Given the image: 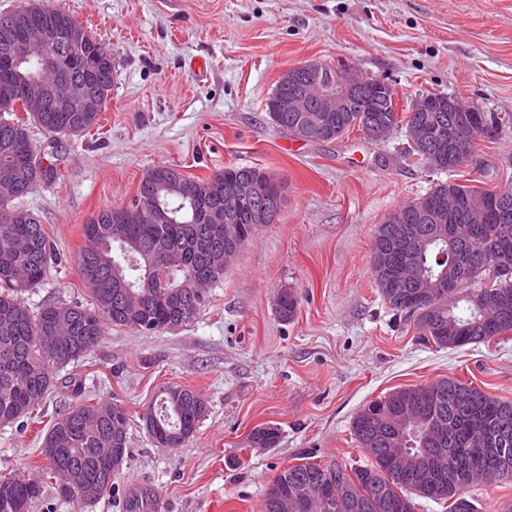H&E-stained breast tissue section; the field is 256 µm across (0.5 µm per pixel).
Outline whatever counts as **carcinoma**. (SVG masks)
Wrapping results in <instances>:
<instances>
[{"label":"carcinoma","mask_w":512,"mask_h":512,"mask_svg":"<svg viewBox=\"0 0 512 512\" xmlns=\"http://www.w3.org/2000/svg\"><path fill=\"white\" fill-rule=\"evenodd\" d=\"M72 17L56 8L32 7L28 27L52 22L68 31ZM84 43L80 54H62L58 58V73L82 81L95 89L99 102L97 112H35L17 116L24 103L15 87H7L0 78V95L11 93L13 106L8 122H0V167L8 165L22 172L19 192L11 199L0 198V423L12 425L31 419L47 396L56 387L57 371L91 352L102 340L104 324L127 327L143 333L164 332L192 323L206 306L207 297L195 293V283L217 284L224 276V250L241 248L253 238L260 227L257 210L245 194L237 198L226 196V185L243 187L261 180L270 192L284 191V185L267 171L251 166H227L206 179L193 180L191 194H180L176 184L188 179L178 166L164 165L148 169L142 176L131 203L108 207L87 217L82 224L84 244L77 258L82 281L88 273L96 277L97 287L88 289L92 306L77 303H48L31 311L23 294L39 287L51 265L58 261L53 239L38 218L14 223L11 213L20 210L19 199L32 193L40 184L54 181L57 164L48 160L45 173L40 166L28 161L31 155L30 125H38L46 134L81 135L98 125L101 112L107 108L112 92V53L88 29H83ZM291 94L286 83L276 85L265 107L271 122L278 128H291L297 120L295 112H281L280 100ZM416 103L405 110L404 119L376 92L369 100H351L342 112L329 113V133L325 141L335 140L357 130L364 138L375 139L374 128L387 132L409 126L427 118L428 113L416 112ZM451 122L470 118L486 128L498 131L512 122L480 110L468 108L449 113ZM407 157L417 158L434 171L452 173L461 167L454 153L443 150L434 161L411 146ZM512 193L482 189L448 180L437 182L430 190L398 209L405 223L377 226L372 248L371 267L375 283L382 278L398 280L396 288H381L379 292L388 306L397 312L416 316L420 329L439 347L459 349L470 344L489 343L512 333V267L495 266L496 256L503 248L512 251V223L499 224L489 220L476 225L479 244H448L434 242L419 256L422 278L434 280L452 269L457 285L453 292L437 302L431 311L412 307L409 296L417 290V282L400 279L398 256L400 242L395 228L424 234L433 233L430 224H418L413 212L444 198L462 200L467 209L486 212L496 199ZM158 203L176 212L177 222L145 224L138 220L139 210ZM177 251L181 265L165 274L149 269L158 265L161 256ZM120 273L129 284V302L118 308L112 291V278ZM504 294L509 300V313L484 314L475 309L477 293ZM278 314L290 320L296 314L297 299L293 293L280 294ZM440 392L439 404L414 413L408 422L403 448L413 453L421 447L420 438L435 420L442 422L444 448L458 451L463 467L458 477L447 476L441 485L422 484L412 475L392 474L395 460L386 454L385 443L371 441L373 417L395 406L406 397L414 399L418 391ZM207 402L192 388L165 385L158 391V401L142 411L141 421L151 440L166 448H182L193 437L206 416ZM512 430V402L493 397L477 386L457 378H440L429 384L400 387L365 405L354 417L352 432L357 446L369 449L370 457L363 466H347L339 461L329 464L301 462L281 470L268 487L263 512H278V499L303 481H314L322 491V507L311 512H336L327 491L344 480L351 484L355 495L367 503L365 512H416L415 500L425 498L436 503H448V512H477L474 502L465 496L467 487L512 480V469L502 471L500 460L512 458V442H500L503 426ZM128 440V416L116 403H89L80 400L54 419L45 430L40 453L46 461L44 474L59 479L63 472L78 470L86 482L100 485L96 502L112 487L99 484L97 449L106 447L112 434ZM253 446L272 447L278 433L272 427L258 426L250 433ZM6 494L12 507L0 512H29L21 505L31 504L40 491L28 486L21 478L0 476V495Z\"/></svg>","instance_id":"carcinoma-1"}]
</instances>
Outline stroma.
Returning a JSON list of instances; mask_svg holds the SVG:
<instances>
[{
    "label": "stroma",
    "mask_w": 512,
    "mask_h": 512,
    "mask_svg": "<svg viewBox=\"0 0 512 512\" xmlns=\"http://www.w3.org/2000/svg\"><path fill=\"white\" fill-rule=\"evenodd\" d=\"M101 38L115 69L100 129L30 137L57 155L58 176L20 200L60 254L30 308L90 304L77 257L86 218L131 202L143 174L176 165L206 178L229 165L285 186L275 221L242 247L189 325L144 334L107 326L68 365L80 391L58 388L28 424L0 426V475L42 478L41 432L70 404H121L129 454L110 497L74 507L44 484L29 512H125L133 484H151L156 512H262L266 490L300 462L363 465L355 414L399 387L455 377L512 401V333L450 350L424 341L371 274L374 231L442 173L405 162L404 128L303 141L276 127L265 102L283 71L315 60L387 82L398 109L426 93L512 114V0H43ZM204 61V72L194 62ZM452 180L512 189V128L479 139ZM295 294V316L277 312ZM163 385L200 392L208 412L182 448L157 446L141 413ZM277 429L270 448L248 444Z\"/></svg>",
    "instance_id": "obj_1"
}]
</instances>
